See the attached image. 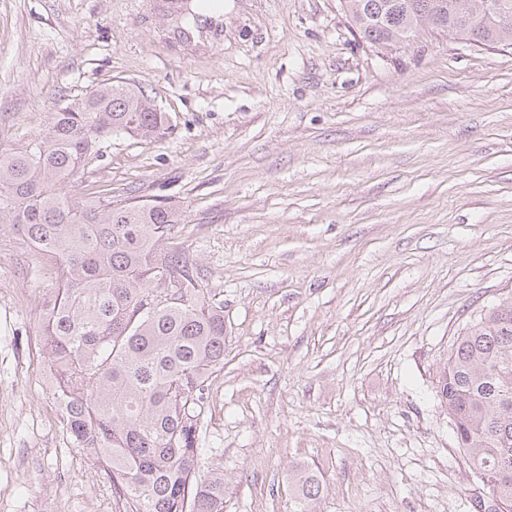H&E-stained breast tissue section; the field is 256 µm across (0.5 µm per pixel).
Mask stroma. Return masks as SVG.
<instances>
[{
	"mask_svg": "<svg viewBox=\"0 0 512 512\" xmlns=\"http://www.w3.org/2000/svg\"><path fill=\"white\" fill-rule=\"evenodd\" d=\"M148 0H0V142L60 96L144 87L167 129L104 142L67 194L179 207L224 305L203 473L224 512H471L437 397L482 310L512 298V48L421 32L380 49L339 0H224V38L166 43ZM55 262L0 225V512H115L75 448L37 332ZM296 484L300 495V512H312V503L319 493V480L313 474L301 472L296 475Z\"/></svg>",
	"mask_w": 512,
	"mask_h": 512,
	"instance_id": "stroma-1",
	"label": "stroma"
}]
</instances>
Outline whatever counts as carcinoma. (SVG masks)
Listing matches in <instances>:
<instances>
[{
	"mask_svg": "<svg viewBox=\"0 0 512 512\" xmlns=\"http://www.w3.org/2000/svg\"><path fill=\"white\" fill-rule=\"evenodd\" d=\"M462 0H344L351 25L370 44L400 43L431 28L465 41L512 46L506 20L466 17ZM164 113L128 83L65 98L44 129L0 143V224L54 260L60 275L39 316L62 418L75 447L106 467L122 512H224V475L199 478L196 430L206 382L224 367V304L174 229L170 205H116L63 188L82 178L101 144L123 133L156 138ZM170 301L147 307L160 279ZM437 396L474 470L497 484L472 512H512V300L492 307L459 338L440 368ZM300 512L319 493L313 474L296 475Z\"/></svg>",
	"mask_w": 512,
	"mask_h": 512,
	"instance_id": "1",
	"label": "carcinoma"
}]
</instances>
